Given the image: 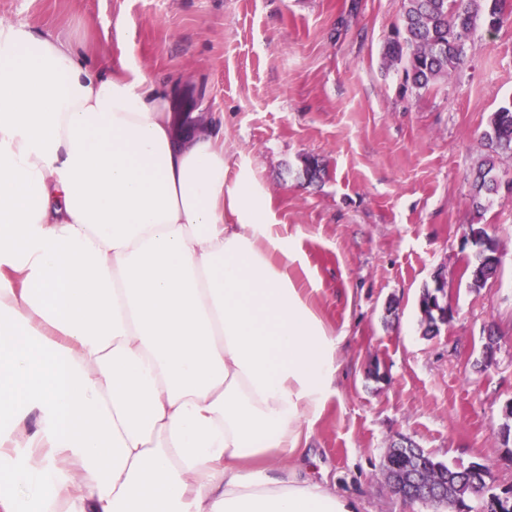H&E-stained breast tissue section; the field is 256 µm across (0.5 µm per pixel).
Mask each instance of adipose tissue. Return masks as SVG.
Listing matches in <instances>:
<instances>
[{"label": "adipose tissue", "instance_id": "ef3b65f1", "mask_svg": "<svg viewBox=\"0 0 512 512\" xmlns=\"http://www.w3.org/2000/svg\"><path fill=\"white\" fill-rule=\"evenodd\" d=\"M250 171L0 21V512H357L304 476L340 337Z\"/></svg>", "mask_w": 512, "mask_h": 512}]
</instances>
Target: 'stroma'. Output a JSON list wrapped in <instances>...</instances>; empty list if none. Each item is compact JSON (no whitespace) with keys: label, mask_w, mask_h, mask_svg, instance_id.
<instances>
[{"label":"stroma","mask_w":512,"mask_h":512,"mask_svg":"<svg viewBox=\"0 0 512 512\" xmlns=\"http://www.w3.org/2000/svg\"><path fill=\"white\" fill-rule=\"evenodd\" d=\"M402 12L403 0H0V20L67 39L92 65L147 74L180 117L216 118L227 181L253 173L297 244L315 311L343 339L302 462L358 512H434L385 486L402 437L512 488V441L498 433L512 399V157L484 211L470 202L488 117L512 103V0L426 90L405 87L384 57ZM309 157L322 169L313 183ZM471 224L502 256L477 290L463 273ZM438 271L453 314L427 336L418 302Z\"/></svg>","instance_id":"stroma-1"}]
</instances>
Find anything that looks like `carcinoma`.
Returning a JSON list of instances; mask_svg holds the SVG:
<instances>
[{
    "mask_svg": "<svg viewBox=\"0 0 512 512\" xmlns=\"http://www.w3.org/2000/svg\"><path fill=\"white\" fill-rule=\"evenodd\" d=\"M504 0H403V35L389 42L385 53L392 63L402 65L404 81L410 87L427 89L463 63L465 51L456 44V35L472 33L481 22L496 29L503 22ZM486 154L477 171L471 200L476 210L483 208V198L498 191L493 174L496 162L512 156V105L490 114L482 134ZM500 262L479 249L467 263L465 272L470 287L482 288L494 279ZM419 483L422 486H443V499L431 507L451 512H473L470 502H479L478 512H512V498L503 501L492 491L489 473L475 472L470 467H450L428 454L422 462Z\"/></svg>",
    "mask_w": 512,
    "mask_h": 512,
    "instance_id": "1",
    "label": "carcinoma"
}]
</instances>
